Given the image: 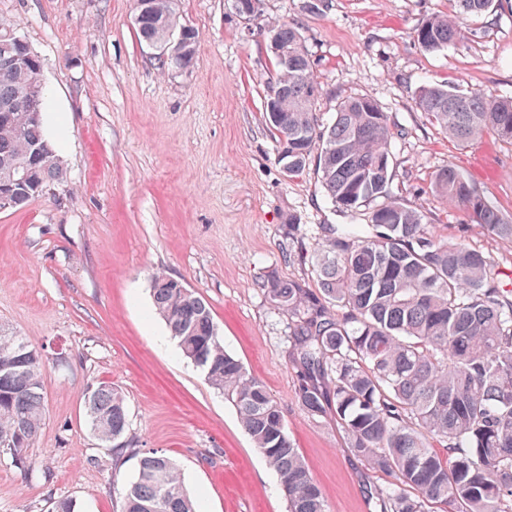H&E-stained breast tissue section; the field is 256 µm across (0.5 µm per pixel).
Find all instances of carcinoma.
<instances>
[{
	"mask_svg": "<svg viewBox=\"0 0 512 512\" xmlns=\"http://www.w3.org/2000/svg\"><path fill=\"white\" fill-rule=\"evenodd\" d=\"M177 0H153V17L135 24L139 42L178 29ZM455 16L433 15L415 32L427 52L465 39L458 16H482L494 0H456ZM288 49L276 60L268 94L281 111L266 113L289 175L311 171L331 205L363 216L361 224H319L312 243L288 225V252L310 263L316 288L269 272L261 282L270 304L290 321L300 383L296 397L313 417L332 412L351 452L394 482L380 493L383 512H512V290L500 285L490 256L438 237L423 213L389 195L392 160L387 113L352 97L326 119L299 29L271 22ZM188 51L159 58L164 67L193 62ZM16 65L3 69V57ZM42 62L28 42L0 45V188L14 187L24 208L64 179L62 157L43 133L47 98L32 112L11 108L29 98ZM416 106L449 138L470 142L492 130L512 140V100L427 83ZM434 189L486 231L512 239V224L453 166L440 168ZM365 212H360V208ZM156 314L182 355L201 367L237 408L254 448L280 479L287 512H328L288 435L280 405L265 385L224 350L210 307L178 279L157 272ZM40 351L0 328V453L24 465L46 416ZM92 434L104 446L128 428L123 393L100 382L85 401ZM14 442L11 448L1 443ZM124 512H198L173 459L157 451L140 462L124 492Z\"/></svg>",
	"mask_w": 512,
	"mask_h": 512,
	"instance_id": "obj_1",
	"label": "carcinoma"
}]
</instances>
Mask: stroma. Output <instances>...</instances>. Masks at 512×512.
<instances>
[{"label": "stroma", "mask_w": 512, "mask_h": 512, "mask_svg": "<svg viewBox=\"0 0 512 512\" xmlns=\"http://www.w3.org/2000/svg\"><path fill=\"white\" fill-rule=\"evenodd\" d=\"M135 0H0L43 60L47 128L67 167L24 209L0 211V324L43 354L46 418L24 475L0 460V512H122L140 459L179 464L200 512H286L277 478L234 405L185 359L153 313L163 271L210 306L224 348L280 403L288 432L329 512H380L391 478L371 472L330 417L309 416L295 389L288 317L266 300L268 270L311 280L288 257V225L313 234L349 224L311 173L287 175L265 122L275 67L265 29L297 23L321 86L320 111L364 96L389 117L393 197L423 212L442 239L489 255L512 289V240L487 233L433 189L453 165L512 217V141L488 132L448 138L416 106L418 88L446 83L512 98V0L464 20L463 42L423 51L415 30L454 0H262L246 21L229 0H178L198 33L193 65L160 69L141 47ZM100 381L122 391L129 426L100 445L84 420Z\"/></svg>", "instance_id": "stroma-1"}]
</instances>
